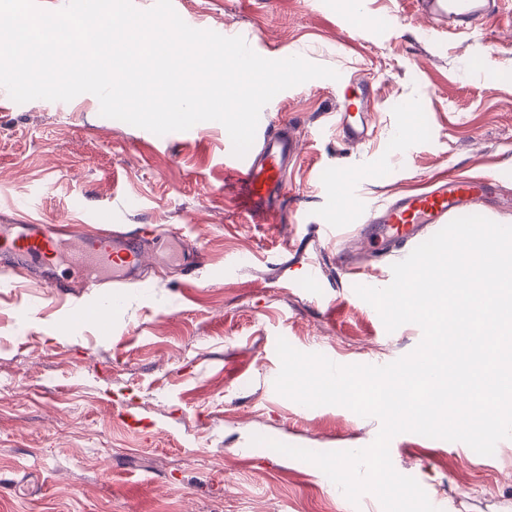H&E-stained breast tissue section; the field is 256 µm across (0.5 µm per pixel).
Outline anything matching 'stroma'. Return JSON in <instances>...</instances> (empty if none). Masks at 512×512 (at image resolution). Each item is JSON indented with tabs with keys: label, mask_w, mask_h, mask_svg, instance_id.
<instances>
[{
	"label": "stroma",
	"mask_w": 512,
	"mask_h": 512,
	"mask_svg": "<svg viewBox=\"0 0 512 512\" xmlns=\"http://www.w3.org/2000/svg\"><path fill=\"white\" fill-rule=\"evenodd\" d=\"M199 24L351 76L370 91L372 136L347 143L328 79L284 90L261 111L301 145L276 223L237 209L224 128L159 136L102 116L96 96L18 103L0 87V221L72 224L116 209L125 229L177 232L201 252L190 272L156 264L122 288L112 326L70 322L71 297L48 295L68 271L0 270V512H382L351 503L315 465L252 444L262 435L317 452L369 446L381 423L343 406L280 395L278 338L340 365L391 363L422 331H386L347 288L338 241L363 253L362 282H389L406 247L356 235L358 204H381L437 175L497 176L512 196V12L460 37L435 36L416 0H172ZM368 18L356 25L355 11ZM416 116L412 149L395 134ZM358 180L355 205L336 183ZM321 266L318 295L298 277ZM150 418L144 433L126 410ZM395 470L447 512H512V439L483 456L416 433L389 446Z\"/></svg>",
	"instance_id": "1"
}]
</instances>
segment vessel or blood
<instances>
[{"label":"vessel or blood","instance_id":"vessel-or-blood-1","mask_svg":"<svg viewBox=\"0 0 512 512\" xmlns=\"http://www.w3.org/2000/svg\"><path fill=\"white\" fill-rule=\"evenodd\" d=\"M421 12L434 33L472 30L482 18L494 15L505 0H418ZM332 87L339 105L338 125L353 144L370 137L369 97L357 93L351 78L340 76ZM299 143L289 135H265L256 151L243 157L226 154L234 201L241 211L272 224L276 205L287 192V173L299 156ZM488 179L451 175L432 180L425 191L393 198L381 207H360L359 221L379 225L388 239L418 243L424 225L439 229L455 215L470 211L489 195ZM76 247L60 253L58 225L44 221L0 225V257L20 264H43L63 259L79 278L49 279L51 294L80 297L97 294L112 283L144 282L148 255L141 237L112 227L111 216L88 215L75 236Z\"/></svg>","mask_w":512,"mask_h":512}]
</instances>
